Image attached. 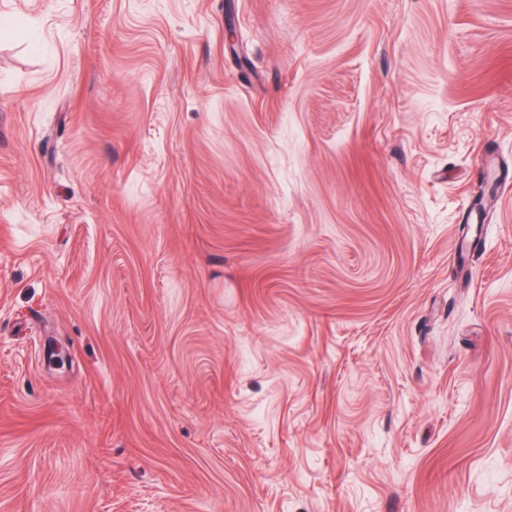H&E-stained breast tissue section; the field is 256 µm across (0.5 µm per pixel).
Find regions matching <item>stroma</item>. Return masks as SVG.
Returning <instances> with one entry per match:
<instances>
[{"instance_id":"obj_1","label":"stroma","mask_w":512,"mask_h":512,"mask_svg":"<svg viewBox=\"0 0 512 512\" xmlns=\"http://www.w3.org/2000/svg\"><path fill=\"white\" fill-rule=\"evenodd\" d=\"M490 157L512 0H0V512H512Z\"/></svg>"}]
</instances>
